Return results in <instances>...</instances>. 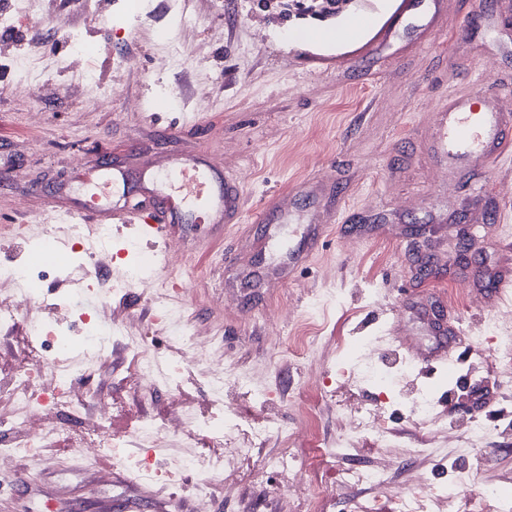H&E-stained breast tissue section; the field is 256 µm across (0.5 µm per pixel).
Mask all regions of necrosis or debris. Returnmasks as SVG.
I'll return each mask as SVG.
<instances>
[{"mask_svg":"<svg viewBox=\"0 0 512 512\" xmlns=\"http://www.w3.org/2000/svg\"><path fill=\"white\" fill-rule=\"evenodd\" d=\"M78 257L93 260L96 268H106L112 259V227L108 224H75L70 229L69 239L64 243H48L46 249L33 253V259L23 266H0V279L13 283L8 305H0V333L12 330L20 309L36 302L42 294V283L47 275L46 262L61 257ZM158 321L168 328L170 345L179 349L177 355L160 359L154 339L150 336L131 335L130 325L121 323L116 327L100 329L91 323H84L82 335L70 332L69 322L50 324L40 320L29 323L30 340L22 356L13 361L14 380L22 404L21 413L13 420V436L0 443V471L12 469L17 463L32 460L39 448L51 446L63 437L66 430L58 424H50L48 413L64 412L73 418L83 415L89 390L82 386L81 379L89 375L98 361L115 343H123L136 351L138 359L131 375L137 389L177 379L184 368L194 366L208 371V380L216 398L224 396V361L210 357L211 347L188 330L183 321V300L178 295L164 293L157 302ZM473 353L484 359H491L495 373L503 387L512 386V334L499 336L495 347H488L483 333H474L470 338ZM388 406L373 408L355 405L345 409V433L341 440L343 449L353 448L352 437L358 433H370L383 446H390L391 432L387 426ZM239 410L228 407L223 418L198 419L188 422L181 415H173L157 421L142 420L138 437L147 449L148 456L138 465L136 477L146 482L153 477L152 455L158 449L156 434L159 428L181 429L194 425L198 433L211 438L223 437L233 432L244 438L245 443L236 448L226 449L222 457L206 458L194 453L173 458L171 467L177 471H193L200 480L194 488L197 512H210L209 489L212 480L222 477L228 469L236 467L252 448L251 440L260 438L264 427L250 423L239 424ZM341 484L352 487H368L370 496L357 500L355 512H431L430 503L450 500L462 488L467 487L469 475L456 470L450 484L431 487L418 482L410 491H401L392 499L383 494L391 489L390 474L383 469L363 470L351 468L342 471Z\"/></svg>","mask_w":512,"mask_h":512,"instance_id":"1","label":"necrosis or debris"}]
</instances>
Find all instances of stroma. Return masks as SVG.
Returning <instances> with one entry per match:
<instances>
[{
	"mask_svg": "<svg viewBox=\"0 0 512 512\" xmlns=\"http://www.w3.org/2000/svg\"><path fill=\"white\" fill-rule=\"evenodd\" d=\"M349 15H367L373 26L391 22V47L382 54L357 56L349 68L320 74L312 56L349 52L350 44L307 40L309 31L336 26V19L282 18L258 6L257 0H56L45 13L35 3V25L21 28L20 42H0V81L11 77L12 57L22 55L42 64L43 96L33 102L0 94V263H24L48 239H67L71 212L87 193L86 174L115 161L138 169L151 160L190 158L200 167L214 166L236 177L244 191L241 221L210 239V227L198 225L201 243L186 244L180 234L167 242L142 244L155 257L156 275L180 280V263L198 270V279L182 291L183 313L190 330L221 341L232 370L260 385L264 406H253L232 384L216 401L206 380L184 372L176 387L156 386L140 399L127 379L134 355L117 345L86 380L92 399L122 407L112 418L113 432L131 436L120 457H87L76 438L42 448L25 463V482L11 471L0 472V512H41L45 503L67 504L71 512H193V489L199 476L173 473L169 456L186 450L203 455L222 453V442L189 431H160L163 452L155 457L154 480L138 483L135 470L143 456L133 438L144 418L173 414L209 418L224 404L240 408L247 419H269L276 432L254 450L241 467L237 498L225 504L223 485L212 484V512H305L296 487L310 475L299 472L287 487L257 480L259 458L290 451L304 454L306 436L295 397L306 373L322 379L336 373L344 356L340 338L350 343L372 338L388 362L435 350L424 313L447 312L463 332L450 364L462 377L450 383L448 366L418 368L396 377L393 392L411 395L431 386L440 395L438 419L417 426L404 409L388 420L396 443L384 450L361 437L351 456L327 459L318 473L333 492L323 512H352L360 490L335 481L350 466L380 467L394 477L396 488L408 490L418 480L443 483L452 468L470 474L469 490L490 486L512 501V390L498 387L492 365L469 356L467 332L478 330L502 306L493 278L512 270V229L498 218L504 203L485 200L481 186H512V164L488 170L482 184L448 181L437 168L415 158L421 134L430 123L433 102L477 78L512 83V17L501 16L499 0H448L447 28L423 47L401 52L413 40L424 13L397 17L393 0H350ZM95 15L96 24L86 22ZM192 24H183L184 16ZM178 36L187 68L166 63L168 36ZM81 37L92 53L99 76L93 92L69 94L79 85L78 71L62 65L73 37ZM168 104L158 112V104ZM42 113L31 128L28 114ZM179 127L170 135L169 127ZM328 183L340 197L348 222L326 231L324 245L294 271L290 285L275 280L245 279L240 269L225 266L224 253L240 254L242 267L271 263L303 228L299 217L323 207L306 184ZM284 198L293 218L281 241L253 251L264 232L255 217L266 194ZM28 218L25 238L11 233ZM425 225L424 250L429 268L415 258L416 225ZM473 234L472 259H453L461 227ZM137 238L134 226L112 233V264L95 272L91 264L68 266L49 275L41 298L19 316L17 326L0 343L21 354L32 318L57 316L59 297L78 298V314L111 326L135 317L151 330L157 294L150 285L110 294L124 268L122 253ZM466 293L464 306L449 303V288ZM319 326V339L306 361L281 358L275 335H288L301 323ZM379 391L349 381L318 397L316 430L333 448L344 420L342 405L357 399L375 405ZM482 420L489 435L484 448H469L471 419ZM430 448L416 458L409 449Z\"/></svg>",
	"mask_w": 512,
	"mask_h": 512,
	"instance_id": "35a3bbf8",
	"label": "stroma"
}]
</instances>
